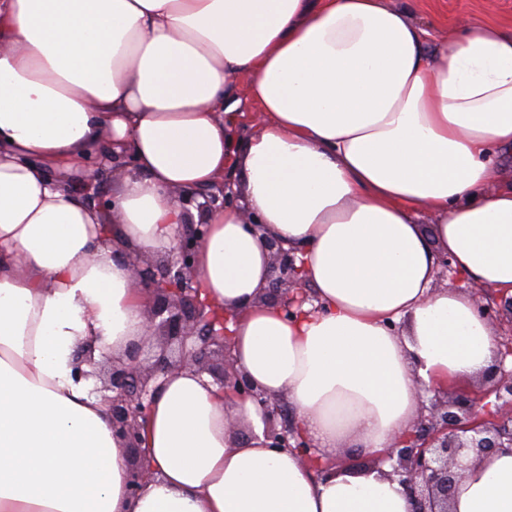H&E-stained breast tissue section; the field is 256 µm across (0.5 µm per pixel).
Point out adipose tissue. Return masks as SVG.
<instances>
[{
	"mask_svg": "<svg viewBox=\"0 0 512 512\" xmlns=\"http://www.w3.org/2000/svg\"><path fill=\"white\" fill-rule=\"evenodd\" d=\"M415 2L0 0V512H412L383 455L427 388L497 358L467 292L435 287L439 254L512 299V177L493 168L512 30L473 20L432 46ZM240 78L262 114L246 133ZM95 152L125 167L104 203L49 178L88 176ZM221 181L239 200L205 211L195 264L236 368L321 451L377 466L319 474L270 447L261 405L183 369L155 382L130 492L95 390L146 334L127 255L172 250L180 194ZM248 214L296 251L315 295L298 316L260 299ZM452 510L512 512L511 449L468 464Z\"/></svg>",
	"mask_w": 512,
	"mask_h": 512,
	"instance_id": "adipose-tissue-1",
	"label": "adipose tissue"
}]
</instances>
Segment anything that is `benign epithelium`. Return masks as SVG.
Returning <instances> with one entry per match:
<instances>
[{
	"mask_svg": "<svg viewBox=\"0 0 512 512\" xmlns=\"http://www.w3.org/2000/svg\"><path fill=\"white\" fill-rule=\"evenodd\" d=\"M226 184L198 201L186 194L181 203L186 213L196 209L204 213L227 198ZM203 222L183 225L177 246L165 264L154 267L131 263L135 287L151 293L149 329L159 327L164 343L151 366L139 362L143 344H131L127 361L112 365L103 389L112 417V430L126 442L129 452L139 458L131 465L130 489L139 490L147 473L142 457L141 428L147 417L152 380L184 366H194L213 376L231 397H249L262 404L268 414L276 409V400L256 389L248 378L234 368L231 346L222 326L228 319L223 308L201 300L194 270L195 253L206 238ZM270 253L268 287L262 298L291 314L310 298L304 290L296 257L275 238H265ZM498 378L483 393L435 396L429 415L414 428L395 439L387 459L395 461L392 475L398 477L411 501L413 512H449L458 484L466 469L461 459H486L499 448H512V370L498 364ZM266 437L272 448H299L311 456L312 440L293 425L280 429L271 425Z\"/></svg>",
	"mask_w": 512,
	"mask_h": 512,
	"instance_id": "7a95c632",
	"label": "benign epithelium"
}]
</instances>
